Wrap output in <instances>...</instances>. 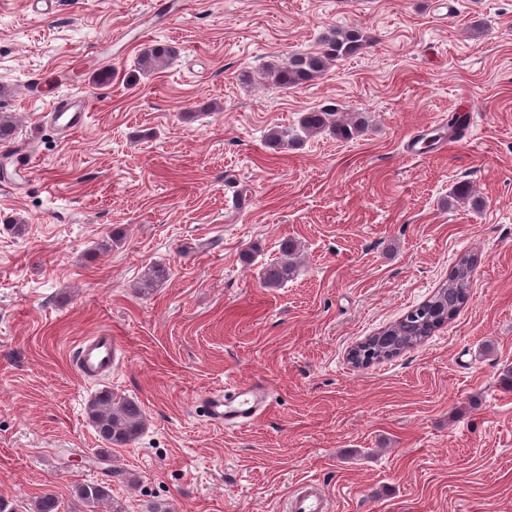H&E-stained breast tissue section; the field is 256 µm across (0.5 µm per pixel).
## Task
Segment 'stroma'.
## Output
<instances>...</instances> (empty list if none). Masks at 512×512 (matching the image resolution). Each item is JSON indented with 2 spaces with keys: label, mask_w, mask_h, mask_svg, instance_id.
Returning a JSON list of instances; mask_svg holds the SVG:
<instances>
[{
  "label": "stroma",
  "mask_w": 512,
  "mask_h": 512,
  "mask_svg": "<svg viewBox=\"0 0 512 512\" xmlns=\"http://www.w3.org/2000/svg\"><path fill=\"white\" fill-rule=\"evenodd\" d=\"M0 0V113L34 170L0 186V497L28 512H280L321 482L333 512H512V0ZM370 39L283 92L265 65L330 27ZM176 58L144 73L141 49ZM88 98L68 137L48 105ZM328 106L366 132L280 152L276 125ZM459 117L466 138L404 155L417 127ZM481 208L449 202L459 182ZM120 232L121 246L96 244ZM302 249L283 287L260 284L282 240ZM478 254L460 314L422 346L357 369L351 347L427 300ZM165 275L142 288L147 267ZM110 331L109 376L73 348ZM260 383L257 423H210L203 399ZM102 389L147 425L105 450L86 414ZM122 477L108 479L110 469ZM111 482L89 507L74 488Z\"/></svg>",
  "instance_id": "1"
}]
</instances>
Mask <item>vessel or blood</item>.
I'll return each mask as SVG.
<instances>
[{"instance_id":"b4317fda","label":"vessel or blood","mask_w":512,"mask_h":512,"mask_svg":"<svg viewBox=\"0 0 512 512\" xmlns=\"http://www.w3.org/2000/svg\"><path fill=\"white\" fill-rule=\"evenodd\" d=\"M90 109L87 98L72 94L63 102L50 105L51 126L63 135H70L84 123ZM116 349L111 333L101 332L81 340L74 352V363L81 375L96 379L111 371ZM269 408L268 392L254 383H238L225 391H216L207 398L209 421L233 426H246L259 421ZM285 512H331L324 487L315 481L299 483L284 504Z\"/></svg>"}]
</instances>
